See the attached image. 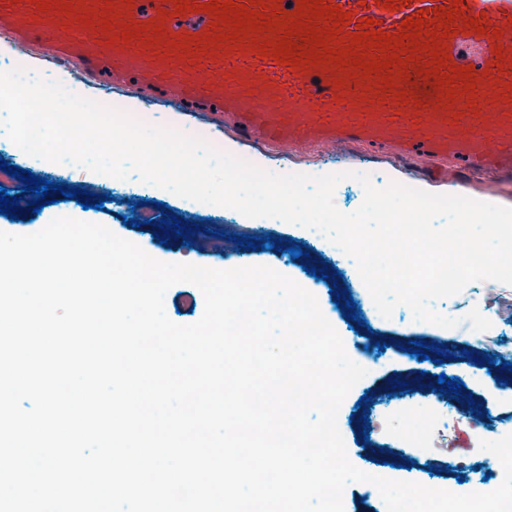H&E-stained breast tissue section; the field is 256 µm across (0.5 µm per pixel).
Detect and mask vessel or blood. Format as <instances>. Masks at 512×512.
<instances>
[{
    "label": "vessel or blood",
    "instance_id": "b4317fda",
    "mask_svg": "<svg viewBox=\"0 0 512 512\" xmlns=\"http://www.w3.org/2000/svg\"><path fill=\"white\" fill-rule=\"evenodd\" d=\"M202 2L187 0L179 15L172 0H50L46 9L0 0V32L32 58L66 68L77 85L106 79L122 88L134 74L136 93L251 147L289 157L371 152L428 180L473 175L491 189L512 185V0H323L351 15L343 41L363 19L395 36L419 12L461 6L445 51L451 67L473 66L477 93L464 94L457 76L451 98L432 94L419 76L387 92L380 77L354 78L332 63L290 67L258 57L247 40L228 49V27L214 40ZM469 17L482 31L466 29ZM130 24L142 29L131 41L122 37Z\"/></svg>",
    "mask_w": 512,
    "mask_h": 512
}]
</instances>
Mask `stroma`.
<instances>
[{"mask_svg":"<svg viewBox=\"0 0 512 512\" xmlns=\"http://www.w3.org/2000/svg\"><path fill=\"white\" fill-rule=\"evenodd\" d=\"M130 116L150 119L163 127H178L187 135H205L217 146L231 145L234 155L248 156L252 161L262 162L265 170L273 173H287L298 170L311 175L339 173L345 170L369 168L378 174V187L392 183L411 184L432 193L464 195L470 198L488 197L497 205L512 207V188L488 192L479 183L457 185L453 183H429L398 167L393 161L377 156L353 153L343 157L322 156L308 160H287L277 156L252 150L235 143L232 137L220 130L209 128L189 120H177L175 111L168 109L155 99L130 98L126 101ZM0 159L9 164L30 170L35 175L54 182L77 186L95 194L109 193L114 178L92 173L72 164H55L39 158L23 155L0 127ZM160 202L169 207L178 219L199 224L200 232L191 234L190 245H183L181 239L170 238L168 245L158 244L151 226L142 222L145 210L143 201ZM138 220V227L123 225L124 215ZM71 216L83 221L105 225L116 235L143 248L153 258L167 263H192L196 265L226 269L252 265H267L291 277L305 289L313 293L322 312L332 317L337 331L343 340L349 357L367 371L345 398L338 415L340 433L343 437L349 460L360 470L378 472L393 480L414 481L432 488L446 487L451 492L466 494L489 490L481 473L465 472L462 482L430 475L429 471L418 468H393L387 466L386 455L375 454L372 448L358 444L359 434L353 414L356 404L365 393L381 397L392 391L394 379L409 383L412 392L409 402L402 408H386L380 411L376 425V439L384 443L388 439L410 437L418 440L421 449L429 458H453L467 464L483 458L480 441H494L512 434V384H503L500 369H492L470 360L456 359L435 364L419 361L389 346L384 351L371 348L368 331H354L334 304L333 284L329 280L311 277L292 260L290 254L274 249L246 250L241 246L226 248L215 246L213 231L228 234L252 235L263 238L280 235L282 228L267 223L263 218H248L241 213L224 207L210 205L193 207L184 198L171 192L150 187L147 193L129 192L120 201L106 202L104 210L83 209L76 201H60L43 207L35 218L17 221L0 215V231L13 234H32L43 229L52 219ZM165 310L168 317L178 324H191L198 321L204 311V298L195 286L179 283L172 286L165 295ZM434 307L439 312L459 319H466V327L443 328L433 324L407 319L388 326L390 335L408 340L413 337L430 338L436 341L453 340L459 348L472 350V340L477 336H496L512 340V288L505 289L501 300L493 301L483 292L479 281L469 283L459 294L436 301ZM457 377L463 382V394L472 395L481 406L482 419H467L448 409L443 398L436 392L439 375Z\"/></svg>","mask_w":512,"mask_h":512,"instance_id":"1","label":"stroma"}]
</instances>
